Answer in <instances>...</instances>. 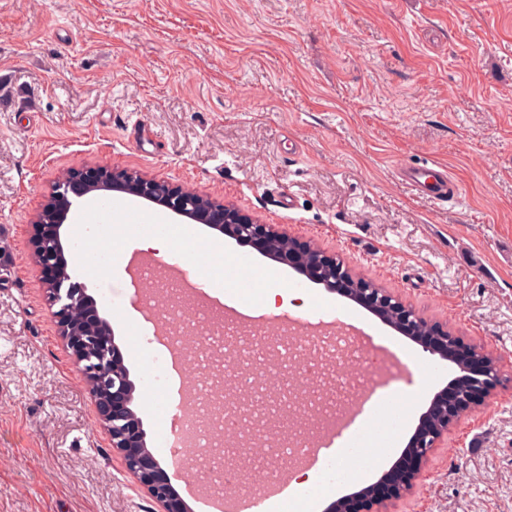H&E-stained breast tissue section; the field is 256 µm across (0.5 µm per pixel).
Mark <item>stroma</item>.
Instances as JSON below:
<instances>
[{
    "instance_id": "stroma-1",
    "label": "stroma",
    "mask_w": 512,
    "mask_h": 512,
    "mask_svg": "<svg viewBox=\"0 0 512 512\" xmlns=\"http://www.w3.org/2000/svg\"><path fill=\"white\" fill-rule=\"evenodd\" d=\"M431 160L459 201L415 196ZM128 169L196 190L336 255L512 375V0H0V512H160L112 449L32 260L31 220L59 174ZM69 237L73 281L112 325L149 448L188 372L133 320L129 241L170 242L193 273L265 308L355 317L403 364L360 443L406 446L457 374L355 302L202 224ZM221 240L201 253L195 235ZM249 256L251 266L239 270ZM275 278H262V269ZM392 465L314 474L293 512L327 507ZM389 512H512V386L464 414ZM402 183L415 195L431 199L437 203H448L460 194L458 181L448 175V171L431 162L416 166H400Z\"/></svg>"
}]
</instances>
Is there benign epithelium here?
<instances>
[{"label": "benign epithelium", "instance_id": "7a95c632", "mask_svg": "<svg viewBox=\"0 0 512 512\" xmlns=\"http://www.w3.org/2000/svg\"><path fill=\"white\" fill-rule=\"evenodd\" d=\"M124 189L133 195L158 201L174 213L201 224H210L224 235L251 243L267 252L278 262L299 268L311 281L324 285L330 291H343L353 299L370 306L375 312L390 311L397 315L398 322L414 337L422 351L441 359H448L447 330L439 328L423 336L421 331L426 319L413 308L404 305L398 298L382 288L359 287V279L336 256L316 247L296 243L278 249L279 240L290 236L273 224H257L239 210L185 188L174 186L165 180L148 178L135 171L115 172L98 168L96 175L75 187L73 175L63 173L50 193L47 203L33 219L34 259L38 266H53L58 250L63 248L61 224L65 223L73 198L83 192H101ZM68 274L55 275L45 281L52 293V301L59 306L55 311L60 334L73 357L93 350L98 354L97 373L100 387L89 389L96 403L100 421L112 435V448L119 451L130 473L146 489L150 498L162 507V512H180L178 499L172 495L171 483L160 463L153 457L135 453V448L144 442V430L140 417L135 415L133 384L129 371L120 357V348L115 338L104 340L96 336L95 329L108 325L100 317L85 318L84 336H72V327L67 317L71 307L85 298L84 289L66 285ZM470 360L479 365L471 384L458 391L453 404H464L476 408L485 404L494 391L512 381L504 373L500 360L475 346L470 349ZM448 434L447 389H442L433 398L422 417L414 439L408 448L410 463L405 470V479L391 484L390 493L371 492L362 508L355 501L344 498L334 504L330 512H381L386 505L409 491L420 474L429 453L437 442Z\"/></svg>", "mask_w": 512, "mask_h": 512}]
</instances>
